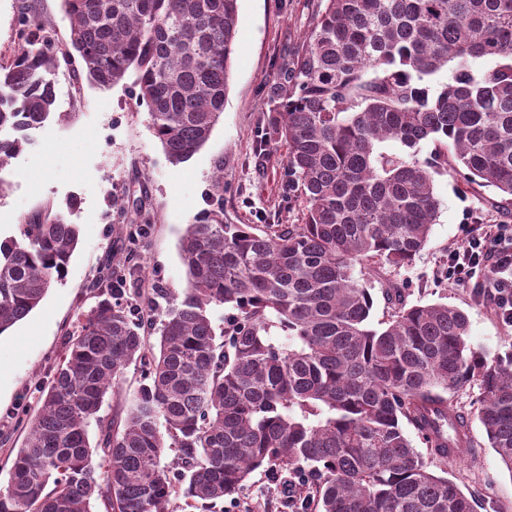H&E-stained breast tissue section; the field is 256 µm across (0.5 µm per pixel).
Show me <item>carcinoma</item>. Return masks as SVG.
<instances>
[{
    "instance_id": "carcinoma-1",
    "label": "carcinoma",
    "mask_w": 512,
    "mask_h": 512,
    "mask_svg": "<svg viewBox=\"0 0 512 512\" xmlns=\"http://www.w3.org/2000/svg\"><path fill=\"white\" fill-rule=\"evenodd\" d=\"M62 2L71 47L25 19L17 50L0 56V130L45 125L56 100L46 73L74 50L77 85L109 88L135 71L168 159H190L224 111L238 0ZM482 57L496 64L476 75L469 60ZM453 60L429 98L418 81ZM266 135L286 147L302 223H224L218 163L210 208L180 240L188 287L154 289L168 303L157 322L110 297L82 315L26 420L0 512H168L176 497L194 508L241 494L262 467L301 477L315 512H474L404 429L435 458L472 452L467 418L445 397L472 382L489 446L512 472V351L487 360L463 310L409 306L394 284L375 327L366 279L423 250L435 176L492 186L512 205V0H325L280 77ZM386 140L409 153L378 151ZM423 141L434 145L425 160L413 153ZM26 143L0 142V168ZM78 244L77 225L40 213L0 242V334L41 304ZM220 306L236 319L218 333ZM132 363L135 403L119 420L101 414Z\"/></svg>"
}]
</instances>
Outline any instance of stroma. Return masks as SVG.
Listing matches in <instances>:
<instances>
[{
	"mask_svg": "<svg viewBox=\"0 0 512 512\" xmlns=\"http://www.w3.org/2000/svg\"><path fill=\"white\" fill-rule=\"evenodd\" d=\"M323 7V0H238L224 111L208 142L186 162L168 160L128 79L110 89L83 83L74 111L65 87H57L55 117L32 131L30 145L0 168L1 238L46 209L77 225L80 234L64 278L25 320L0 335V363L7 369L0 379L1 487L23 445L26 416L49 387L79 313L100 299L94 282L107 273L122 281L119 300L146 316L166 307L165 300L153 299V288L175 293L186 288L179 243L187 224L207 206L205 192L216 164L224 166L225 223H300L304 202L288 194L285 150L266 141L265 132L280 69ZM27 9L51 24L60 44H68L62 0H0V54L16 49ZM129 193L143 198L150 224L133 211L112 208V197ZM435 193L438 217L420 255L411 265L386 267L373 276L370 320L381 322L390 310L381 286L389 279L404 288L408 304L439 301L462 309L473 346L491 357L505 353L512 349V325L502 321L487 292L472 283H449L445 272L471 224H512V213L495 207V188L473 190L449 174L437 179ZM479 398L474 384L449 392L452 405L469 418L477 446L465 459L435 460L430 467L456 483L475 512H512V472L488 445ZM289 477L278 469L257 470L240 496L208 512H292L299 496L289 491Z\"/></svg>",
	"mask_w": 512,
	"mask_h": 512,
	"instance_id": "1",
	"label": "stroma"
}]
</instances>
